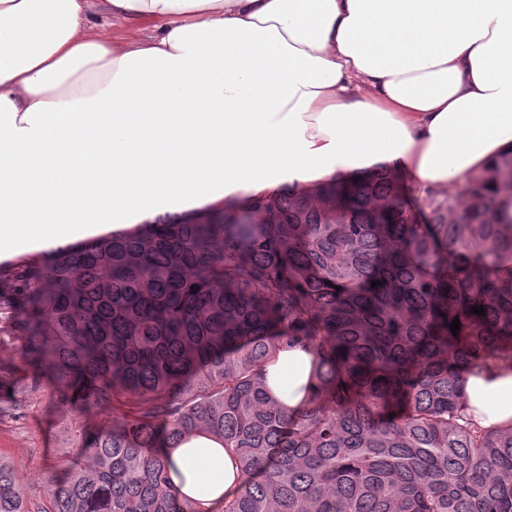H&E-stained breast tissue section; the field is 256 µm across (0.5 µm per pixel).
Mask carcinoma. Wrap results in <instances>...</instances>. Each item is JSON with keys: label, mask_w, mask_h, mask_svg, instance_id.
Here are the masks:
<instances>
[{"label": "carcinoma", "mask_w": 512, "mask_h": 512, "mask_svg": "<svg viewBox=\"0 0 512 512\" xmlns=\"http://www.w3.org/2000/svg\"><path fill=\"white\" fill-rule=\"evenodd\" d=\"M503 195L512 156L424 215L377 166L0 268V343L21 341L26 390L51 377L84 458L36 509L0 459V512H194L160 449L196 434L236 456L224 512H512V424L467 418L460 385L512 361ZM296 346L313 366L292 416L264 375Z\"/></svg>", "instance_id": "carcinoma-1"}]
</instances>
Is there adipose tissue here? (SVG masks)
<instances>
[{
  "instance_id": "obj_1",
  "label": "adipose tissue",
  "mask_w": 512,
  "mask_h": 512,
  "mask_svg": "<svg viewBox=\"0 0 512 512\" xmlns=\"http://www.w3.org/2000/svg\"><path fill=\"white\" fill-rule=\"evenodd\" d=\"M90 0H0V225L137 224L200 202L275 198L384 162L434 194L512 155V0H102L160 21L115 45ZM313 359L280 352L289 413ZM466 413L512 421V362L464 377ZM195 512L240 490L205 435L165 451Z\"/></svg>"
}]
</instances>
